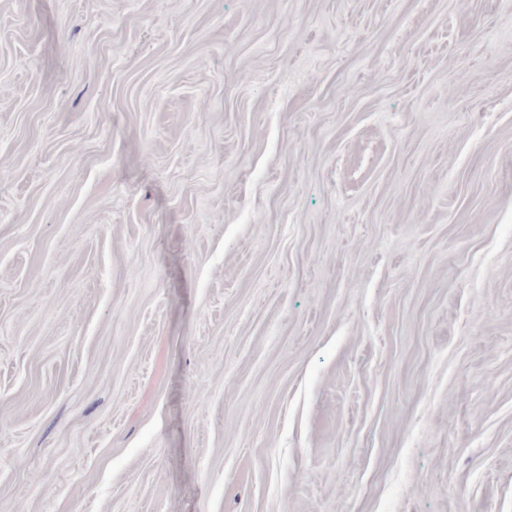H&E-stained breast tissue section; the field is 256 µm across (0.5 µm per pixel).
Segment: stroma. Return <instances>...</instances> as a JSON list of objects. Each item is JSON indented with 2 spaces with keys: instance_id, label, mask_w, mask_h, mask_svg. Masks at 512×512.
<instances>
[{
  "instance_id": "1",
  "label": "stroma",
  "mask_w": 512,
  "mask_h": 512,
  "mask_svg": "<svg viewBox=\"0 0 512 512\" xmlns=\"http://www.w3.org/2000/svg\"><path fill=\"white\" fill-rule=\"evenodd\" d=\"M0 512H512V0H0Z\"/></svg>"
}]
</instances>
